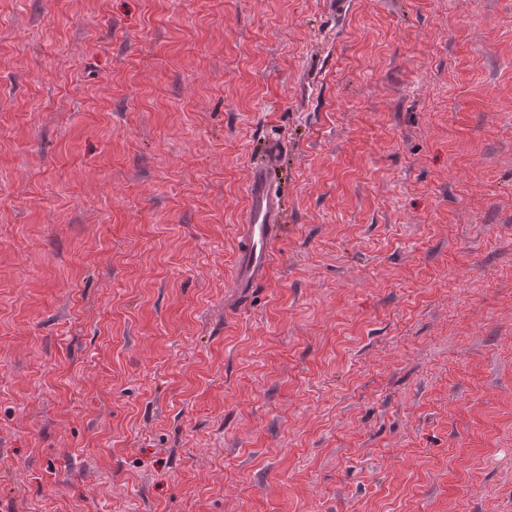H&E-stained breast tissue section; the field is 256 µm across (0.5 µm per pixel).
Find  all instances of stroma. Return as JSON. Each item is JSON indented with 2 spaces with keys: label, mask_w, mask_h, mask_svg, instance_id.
Segmentation results:
<instances>
[{
  "label": "stroma",
  "mask_w": 512,
  "mask_h": 512,
  "mask_svg": "<svg viewBox=\"0 0 512 512\" xmlns=\"http://www.w3.org/2000/svg\"><path fill=\"white\" fill-rule=\"evenodd\" d=\"M0 512H512V0H0ZM245 224L241 225L244 246L236 260V281L258 283L271 266V242L280 222L279 197L270 189L266 172L255 174L247 191Z\"/></svg>",
  "instance_id": "1"
}]
</instances>
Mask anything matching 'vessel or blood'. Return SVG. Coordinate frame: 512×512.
Wrapping results in <instances>:
<instances>
[{
  "label": "vessel or blood",
  "instance_id": "obj_1",
  "mask_svg": "<svg viewBox=\"0 0 512 512\" xmlns=\"http://www.w3.org/2000/svg\"><path fill=\"white\" fill-rule=\"evenodd\" d=\"M245 222L241 226L244 246L236 260V279L241 283L264 280L271 266V242L280 222L278 196L270 189L267 173L255 174L247 191Z\"/></svg>",
  "mask_w": 512,
  "mask_h": 512
}]
</instances>
